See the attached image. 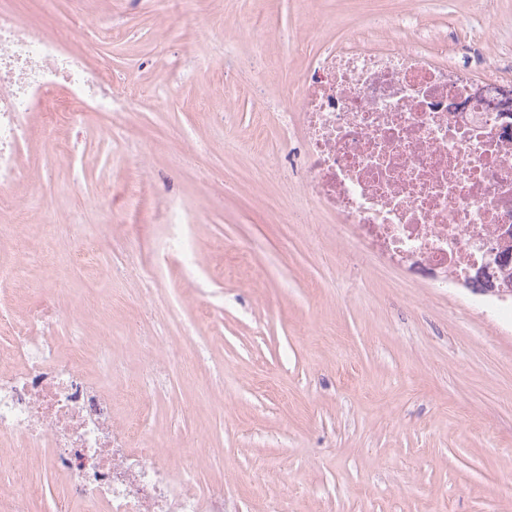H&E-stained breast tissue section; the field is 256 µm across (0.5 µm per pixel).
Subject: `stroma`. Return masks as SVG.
<instances>
[{"mask_svg": "<svg viewBox=\"0 0 512 512\" xmlns=\"http://www.w3.org/2000/svg\"><path fill=\"white\" fill-rule=\"evenodd\" d=\"M20 3L77 48L84 18L111 23L112 83L142 95L118 142L100 115L55 113L50 132L33 117L34 251L0 242L20 263L0 308L66 285L78 315L60 344L81 337L95 375L103 328L118 336L113 394L151 372L141 440L201 449L197 488L223 486L224 512H512V307L391 261L312 199L290 101L318 53L364 29L511 85L512 0H188L173 37L151 0ZM413 13L420 28L379 24ZM63 142L69 160L41 167ZM133 161L149 182L130 208ZM78 237L100 249L58 282Z\"/></svg>", "mask_w": 512, "mask_h": 512, "instance_id": "1", "label": "stroma"}]
</instances>
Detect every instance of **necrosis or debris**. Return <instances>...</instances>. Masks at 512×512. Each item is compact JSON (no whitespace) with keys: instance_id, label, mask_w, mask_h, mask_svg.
Here are the masks:
<instances>
[{"instance_id":"1","label":"necrosis or debris","mask_w":512,"mask_h":512,"mask_svg":"<svg viewBox=\"0 0 512 512\" xmlns=\"http://www.w3.org/2000/svg\"><path fill=\"white\" fill-rule=\"evenodd\" d=\"M480 91H473V84ZM495 71L474 81L415 48L345 45L314 58L297 110L307 189L368 246L430 277L512 287V101ZM72 122L104 115L132 127L140 91L113 86L97 41L73 48L0 0V201L31 181L19 148L30 118L56 92ZM23 314L0 316V447L14 437L44 449L64 479L57 512H224V490L195 489L162 448H138L130 420L113 413L110 384L92 378L82 342L66 356L50 331L58 288H39ZM24 495L0 490V512H35L43 497L16 455L0 450Z\"/></svg>"}]
</instances>
